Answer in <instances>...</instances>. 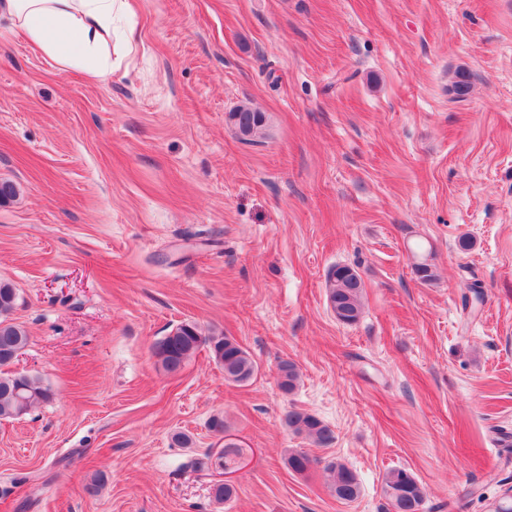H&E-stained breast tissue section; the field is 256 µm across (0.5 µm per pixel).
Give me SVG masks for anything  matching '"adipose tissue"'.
<instances>
[{
    "instance_id": "1",
    "label": "adipose tissue",
    "mask_w": 512,
    "mask_h": 512,
    "mask_svg": "<svg viewBox=\"0 0 512 512\" xmlns=\"http://www.w3.org/2000/svg\"><path fill=\"white\" fill-rule=\"evenodd\" d=\"M131 0H0V16L62 68H77L98 82L113 71V40L132 53L140 33L135 26L117 28L131 14Z\"/></svg>"
}]
</instances>
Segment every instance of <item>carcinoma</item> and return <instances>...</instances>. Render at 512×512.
<instances>
[{"label": "carcinoma", "mask_w": 512, "mask_h": 512, "mask_svg": "<svg viewBox=\"0 0 512 512\" xmlns=\"http://www.w3.org/2000/svg\"><path fill=\"white\" fill-rule=\"evenodd\" d=\"M230 118L244 137L261 134L265 124L263 113L246 106L237 107L230 113ZM326 287L328 304L336 319L347 325L357 323L362 315L365 288L361 275L348 265H337L328 273ZM16 303V288L0 281V421L18 419L52 398L51 390L43 386L38 377L7 370L9 362L3 356L15 359L29 343L27 329L10 318ZM204 346L224 370L225 381L244 385L257 375V362L235 338L206 336L193 322L177 325L157 340L151 350L159 369L176 374ZM299 379L300 371L295 362L282 360L278 363L277 381L283 392H293ZM282 422L286 428L307 436L318 446L326 447L333 441L331 428L308 412L292 408L283 414ZM286 463L294 473L302 475L317 463V459L304 451H292L288 453ZM325 470L328 488L336 499L353 502L361 496V481L349 466L331 461ZM381 492L388 512H426V487L406 469L388 470L382 478Z\"/></svg>", "instance_id": "carcinoma-1"}]
</instances>
